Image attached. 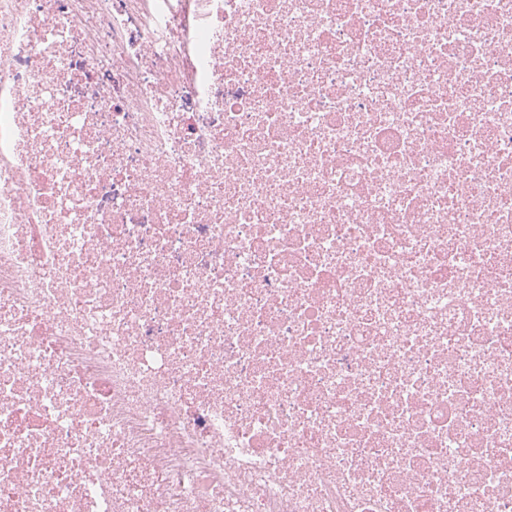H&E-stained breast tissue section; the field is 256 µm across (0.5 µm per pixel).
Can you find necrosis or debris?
<instances>
[{"mask_svg": "<svg viewBox=\"0 0 512 512\" xmlns=\"http://www.w3.org/2000/svg\"><path fill=\"white\" fill-rule=\"evenodd\" d=\"M0 512H512V0H0Z\"/></svg>", "mask_w": 512, "mask_h": 512, "instance_id": "4bbe7bcc", "label": "necrosis or debris"}]
</instances>
